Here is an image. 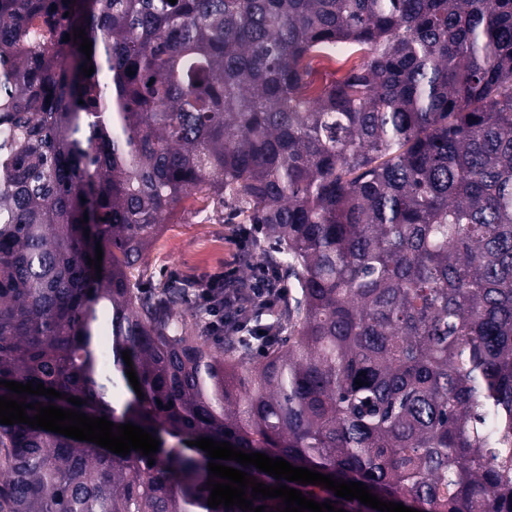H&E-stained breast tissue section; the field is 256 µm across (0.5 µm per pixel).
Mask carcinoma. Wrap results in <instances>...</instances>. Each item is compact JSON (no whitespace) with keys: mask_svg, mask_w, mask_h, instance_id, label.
Returning a JSON list of instances; mask_svg holds the SVG:
<instances>
[{"mask_svg":"<svg viewBox=\"0 0 512 512\" xmlns=\"http://www.w3.org/2000/svg\"><path fill=\"white\" fill-rule=\"evenodd\" d=\"M0 126V381L160 440L0 424V512H242L208 506L201 437L512 512V0H0ZM191 196L258 225L272 321L226 291L210 341L183 285L132 282Z\"/></svg>","mask_w":512,"mask_h":512,"instance_id":"obj_1","label":"carcinoma"}]
</instances>
